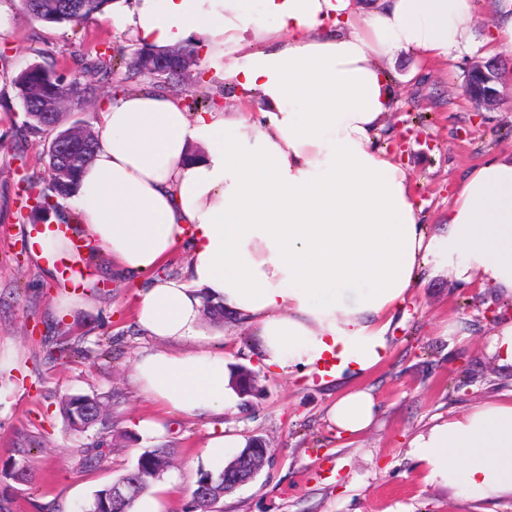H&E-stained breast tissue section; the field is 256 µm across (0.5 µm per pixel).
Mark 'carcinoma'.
Wrapping results in <instances>:
<instances>
[{"label": "carcinoma", "mask_w": 512, "mask_h": 512, "mask_svg": "<svg viewBox=\"0 0 512 512\" xmlns=\"http://www.w3.org/2000/svg\"><path fill=\"white\" fill-rule=\"evenodd\" d=\"M31 17L43 23L67 24L78 27L91 16L101 13L112 0H21ZM186 81L183 73L173 70L158 74L154 85L177 87ZM11 84L15 98L29 103L23 111V126L32 134L56 131L55 137L66 139L59 154L47 152L51 180L47 190L38 193L36 210L47 213L58 209L56 198H67L79 189L78 172L94 154L97 140L87 124L63 127L65 107L82 105L96 98L97 87L91 83L67 79L61 73L39 63H32L14 75ZM62 411L71 430L79 433L103 420L101 402L89 395H71L62 401ZM175 449L153 448L142 453L137 465L122 475L116 483L132 487L122 499L112 498V486L96 492L92 500L81 506V512H132L135 501L161 478L174 460ZM103 460L100 448L81 449L80 464L97 467ZM224 471L203 473L191 493L190 512H218L216 505L223 499Z\"/></svg>", "instance_id": "1"}]
</instances>
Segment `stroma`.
<instances>
[{
	"label": "stroma",
	"mask_w": 512,
	"mask_h": 512,
	"mask_svg": "<svg viewBox=\"0 0 512 512\" xmlns=\"http://www.w3.org/2000/svg\"><path fill=\"white\" fill-rule=\"evenodd\" d=\"M481 22L473 45L447 71L417 80L408 55L390 64L398 106L387 123L399 143L398 159L433 232L442 229L448 196L484 159L512 150V58L505 62L500 100L476 109L464 93L469 64L482 58L499 0H476ZM138 46L111 13L81 28L45 24L19 0H0V512H80L93 494L132 469L150 448H172L175 463L162 479L165 512H188L201 473L218 472L205 455L210 430L225 427L245 438L265 439L271 460L256 479L225 495L219 512H512V494L473 502L455 489L427 481L408 442L430 426L512 393V368L489 350L499 322L485 316L506 297L457 279L452 264L435 259L389 333L387 359L358 382L377 397L374 423L351 440L337 438L327 409L348 382L320 383L299 372L272 374L261 362L257 338L224 321L229 369L258 375L257 390L241 398L223 421L163 414L133 380L138 354L155 348L134 325L135 284L112 274V259L93 250L83 261V288L69 299L53 274L27 246L41 215L21 204L25 180L47 187L50 134L23 126L12 75L37 62L68 77L90 81L101 96L139 90L146 79L124 80V63ZM112 54L114 70L93 69L99 53ZM461 332L445 336L447 326ZM71 349L59 358L53 348ZM90 395L104 402L110 428L70 429L60 401ZM145 417L164 420L159 436L142 433ZM100 446L107 455L93 469L73 452Z\"/></svg>",
	"instance_id": "stroma-1"
}]
</instances>
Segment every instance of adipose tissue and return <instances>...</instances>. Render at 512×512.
Here are the masks:
<instances>
[{"label":"adipose tissue","mask_w":512,"mask_h":512,"mask_svg":"<svg viewBox=\"0 0 512 512\" xmlns=\"http://www.w3.org/2000/svg\"><path fill=\"white\" fill-rule=\"evenodd\" d=\"M133 0L140 43L189 42L238 89L235 111L190 112L161 91L106 97L80 172L90 247L136 285L138 328L158 342L134 380L166 411L206 417L238 399L207 304L255 328L270 371L350 380L389 354L395 314L430 257L464 283L512 294V154L472 169L434 234L406 171L377 142L397 104L387 61L442 68L472 39L475 0ZM182 276L155 277L180 244ZM189 351H182V344ZM379 411L354 387L327 410L337 437ZM425 477L486 501L512 492V400L477 406L409 442Z\"/></svg>","instance_id":"1"}]
</instances>
